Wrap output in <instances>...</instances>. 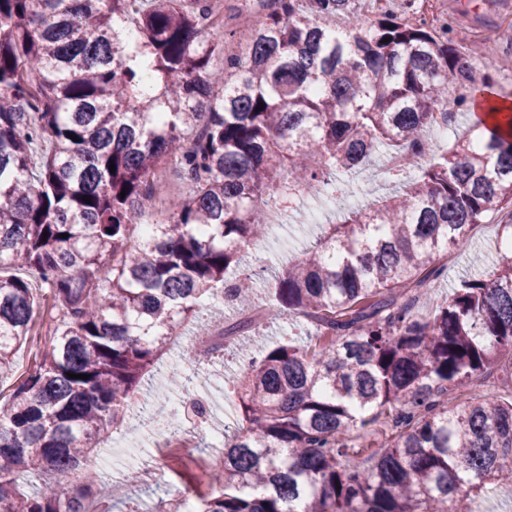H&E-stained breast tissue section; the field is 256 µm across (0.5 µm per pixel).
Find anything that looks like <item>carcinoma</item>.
<instances>
[{"label": "carcinoma", "instance_id": "cac0c4a2", "mask_svg": "<svg viewBox=\"0 0 512 512\" xmlns=\"http://www.w3.org/2000/svg\"><path fill=\"white\" fill-rule=\"evenodd\" d=\"M414 3L367 25L360 0H260L218 69L235 33L213 0H0V378H14L0 512L104 499L87 460L173 330L204 298L250 306L259 203L286 215L317 189L340 202L353 186L339 175L376 177L380 152L405 190L327 225L274 279L279 317L312 320L319 343L285 340L231 380L239 419L196 512H473L512 486V401L456 395L512 382V258L413 310L440 255L512 208V135L479 122L433 154V111L477 72L448 27L408 21ZM169 159L189 190L144 229ZM46 315L48 346L15 374ZM382 417L392 433L366 466ZM25 474L49 479L28 493Z\"/></svg>", "mask_w": 512, "mask_h": 512}]
</instances>
